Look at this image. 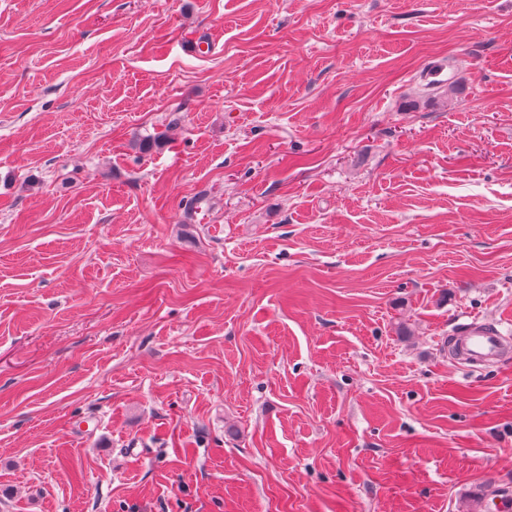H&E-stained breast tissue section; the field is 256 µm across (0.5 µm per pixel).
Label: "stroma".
<instances>
[{
	"instance_id": "obj_1",
	"label": "stroma",
	"mask_w": 512,
	"mask_h": 512,
	"mask_svg": "<svg viewBox=\"0 0 512 512\" xmlns=\"http://www.w3.org/2000/svg\"><path fill=\"white\" fill-rule=\"evenodd\" d=\"M512 0H0V512H496ZM450 338L452 350L465 363L490 366L512 357V338L491 326L469 324Z\"/></svg>"
}]
</instances>
